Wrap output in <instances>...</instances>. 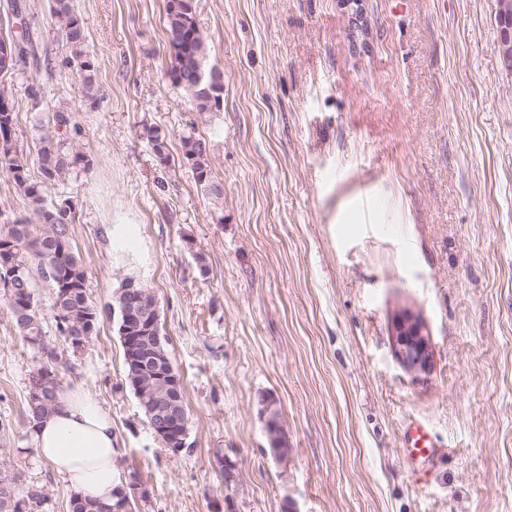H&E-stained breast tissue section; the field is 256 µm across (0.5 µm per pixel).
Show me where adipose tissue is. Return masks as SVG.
Here are the masks:
<instances>
[{
    "label": "adipose tissue",
    "instance_id": "adipose-tissue-1",
    "mask_svg": "<svg viewBox=\"0 0 512 512\" xmlns=\"http://www.w3.org/2000/svg\"><path fill=\"white\" fill-rule=\"evenodd\" d=\"M34 448L82 497L109 503L121 488L119 440L111 418L81 387L64 391L33 429Z\"/></svg>",
    "mask_w": 512,
    "mask_h": 512
}]
</instances>
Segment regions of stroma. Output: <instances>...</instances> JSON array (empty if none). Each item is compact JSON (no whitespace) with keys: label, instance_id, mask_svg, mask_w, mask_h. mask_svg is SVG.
I'll list each match as a JSON object with an SVG mask.
<instances>
[{"label":"stroma","instance_id":"obj_1","mask_svg":"<svg viewBox=\"0 0 512 512\" xmlns=\"http://www.w3.org/2000/svg\"><path fill=\"white\" fill-rule=\"evenodd\" d=\"M22 2L56 76L5 78L13 149L40 181V127L74 113L90 163L43 191L76 201L71 242L103 310L81 351L51 322L46 340L63 387L111 415L117 474L138 469L149 489L139 512H512V75L495 0H197L207 64L224 75L219 111L203 114L170 76L164 0H73L94 100L51 0ZM187 134L209 141L221 197L181 166ZM127 277L154 292L184 383L190 446L176 456L106 310ZM405 311L433 351L420 376L394 354ZM37 361L0 293V467L19 492L47 490L42 512H68L27 418ZM263 394L288 434L283 460ZM416 424L439 457L408 456Z\"/></svg>","mask_w":512,"mask_h":512}]
</instances>
